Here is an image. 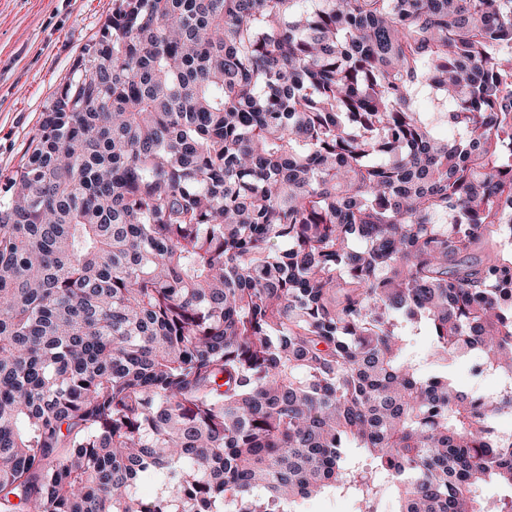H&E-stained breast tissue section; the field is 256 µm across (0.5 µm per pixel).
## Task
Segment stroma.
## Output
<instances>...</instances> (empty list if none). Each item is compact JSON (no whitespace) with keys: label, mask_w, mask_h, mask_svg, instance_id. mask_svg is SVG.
I'll list each match as a JSON object with an SVG mask.
<instances>
[{"label":"stroma","mask_w":512,"mask_h":512,"mask_svg":"<svg viewBox=\"0 0 512 512\" xmlns=\"http://www.w3.org/2000/svg\"><path fill=\"white\" fill-rule=\"evenodd\" d=\"M112 0H0V188Z\"/></svg>","instance_id":"1"}]
</instances>
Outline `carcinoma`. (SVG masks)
Returning a JSON list of instances; mask_svg holds the SVG:
<instances>
[{
	"mask_svg": "<svg viewBox=\"0 0 512 512\" xmlns=\"http://www.w3.org/2000/svg\"><path fill=\"white\" fill-rule=\"evenodd\" d=\"M510 237L512 0H112L0 201V512H512ZM451 376L459 387L466 390H477L484 394H498L508 387L507 382L494 375L485 376L482 380L476 382L466 364L455 365ZM303 512H353L352 502L342 497H321L303 505Z\"/></svg>",
	"mask_w": 512,
	"mask_h": 512,
	"instance_id": "carcinoma-1",
	"label": "carcinoma"
}]
</instances>
